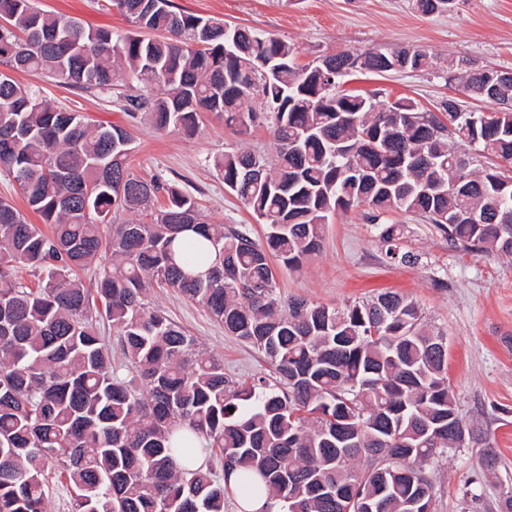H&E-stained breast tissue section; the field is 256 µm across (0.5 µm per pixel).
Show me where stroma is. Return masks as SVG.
Instances as JSON below:
<instances>
[{
	"label": "stroma",
	"instance_id": "35a3bbf8",
	"mask_svg": "<svg viewBox=\"0 0 512 512\" xmlns=\"http://www.w3.org/2000/svg\"><path fill=\"white\" fill-rule=\"evenodd\" d=\"M180 10L273 34L299 48V63L343 51L366 52L395 46L431 55L429 72L354 73L347 89L378 92L379 103L408 97L437 111L451 94L444 67L464 58L477 65L512 69V0H455L451 9L420 15L408 0H173ZM38 8L73 17L92 28L124 34L129 24L99 0H35ZM22 84L40 88L53 103L84 112L96 121L127 127L134 139L129 163L135 174L163 176L197 202L209 224H244L262 237L240 200L225 188L215 157L246 149L272 157L271 128L258 124L244 135L225 126L212 112L201 113L194 134L155 130L141 118L120 112L110 93L68 88L33 73H16ZM400 225L404 250L418 254L415 265L386 258L379 227L367 207L332 216L321 249L300 270L280 262L272 268L282 298L301 297L343 305L383 292L415 300L424 320L448 339V377L458 408L474 437L433 462L436 512H500L512 491V255L478 256L451 247L423 218L403 212L386 215ZM148 300L214 356L225 373L245 380L266 372L254 349L225 334L202 307L168 288L154 289ZM496 463L485 467L486 453Z\"/></svg>",
	"mask_w": 512,
	"mask_h": 512
}]
</instances>
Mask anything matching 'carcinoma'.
I'll use <instances>...</instances> for the list:
<instances>
[{
  "instance_id": "carcinoma-1",
  "label": "carcinoma",
  "mask_w": 512,
  "mask_h": 512,
  "mask_svg": "<svg viewBox=\"0 0 512 512\" xmlns=\"http://www.w3.org/2000/svg\"><path fill=\"white\" fill-rule=\"evenodd\" d=\"M448 2L408 0L422 15ZM108 3L130 32L0 0V65L86 89L133 80L120 110L159 131L191 132L202 112L243 134L267 121L275 159L236 151L215 161L264 239L201 221L175 185L131 172L125 127L92 122L12 77L0 85V172L41 220L0 200V512H47L54 465L74 492L72 512H224L235 494L266 495L279 512H404L423 493L434 509L425 465L468 431L448 383L446 336L397 293L340 308L285 303L270 258L299 268L329 217L363 204L374 224L412 213L455 247L512 255V75L498 86L495 71L473 77L468 62L448 61V81L495 112L454 96L438 115L407 97L380 105L343 89L346 77L425 70V51L341 52L299 66L280 38L176 12L171 0ZM254 162L261 179H243ZM144 210L149 223L113 221ZM379 237L389 259L417 262L400 250L399 225L382 224ZM103 253L111 261L88 288L76 269ZM20 265L35 287L19 280ZM155 286L202 306L269 372L248 382L225 374L147 306ZM100 312L120 336L129 380L112 369ZM440 419L444 432L425 433ZM199 439L217 449L224 474L239 471L235 489L195 466Z\"/></svg>"
}]
</instances>
